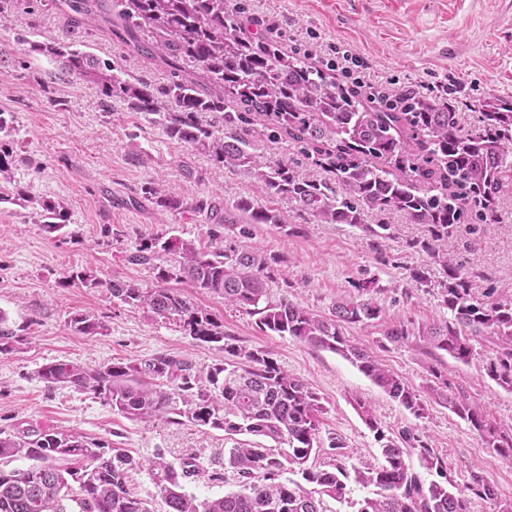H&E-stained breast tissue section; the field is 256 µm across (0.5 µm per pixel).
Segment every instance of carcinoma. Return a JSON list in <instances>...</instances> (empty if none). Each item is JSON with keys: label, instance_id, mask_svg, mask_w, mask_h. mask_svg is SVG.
<instances>
[{"label": "carcinoma", "instance_id": "1", "mask_svg": "<svg viewBox=\"0 0 512 512\" xmlns=\"http://www.w3.org/2000/svg\"><path fill=\"white\" fill-rule=\"evenodd\" d=\"M73 26L104 25L142 55L161 60L171 81L154 87L121 75L116 68L65 45L31 44L73 74L93 80L107 98L119 97L133 112L155 116L166 135L202 150L229 171L249 170L273 196L284 197L322 224H350L370 236L372 247L391 225L374 229L364 224L368 210L396 211L413 224H423L427 237L414 245L428 251L445 271L448 282L440 295L450 318L425 327L422 336L437 350L467 363L474 342L484 333L499 340L486 374L512 392V288L484 300L471 288L473 272L448 252L467 209L474 207L485 223L498 219L502 195L512 192V106L483 104L479 125L463 130L459 112L442 99L418 98L411 111L394 112L364 103L321 68L267 38L237 35V14L225 0H120L117 18L102 10V0H65ZM147 30L154 41L141 37ZM193 67L207 85L184 76ZM272 142L282 135L315 154V164L336 174V185L313 173L300 174L282 163L270 166L251 147L254 126ZM385 162L378 168L371 160ZM16 155L0 141V203L27 201L19 186L8 191ZM157 206L171 212L191 211L214 221L212 246L202 249L191 240L157 234L143 239L130 256L135 264H151L160 255L173 262L157 267V285L141 288L118 278L102 279L83 269L63 283L103 288L126 304L147 308L163 318L179 320L196 340L221 342L224 325L193 299L171 288L185 282L198 293L216 294L250 315L260 329L289 335L300 343L325 349L350 361L374 384L415 416L425 411L422 393L385 367L368 348L346 336L351 325L381 317L374 282L359 285L361 295L341 298L330 316L313 314L284 297H268V281L276 255L236 244L224 245V223L213 201L191 202L171 193L145 189ZM43 228L52 233L68 221L65 207L53 200L40 203ZM238 210L251 224H280L270 210L242 200ZM74 332L95 336L104 325L87 314L70 321ZM404 324L389 327L392 345L409 341ZM47 387H73L107 401L133 421L163 419L169 424L210 427L224 431L232 442L224 460L204 463L191 456L174 465L162 455L150 465L158 495L168 512H328L324 498L345 500L347 484L376 488L375 496L359 502L357 512H470L471 498L512 512V502L499 498L496 485L480 472L459 486L447 476L442 460L421 439L406 430L388 438L372 407L356 400L357 411L381 442L382 463L360 467L336 453L327 467L309 464L319 453L320 397L259 350L224 345V364L203 372L191 363L155 355L136 363L87 366L74 362L47 364L38 371ZM477 432L482 443L512 459V434L487 423L482 409L446 383L433 390ZM286 445L288 452L275 449ZM416 454L421 466L440 480H421L408 464ZM24 460L27 466L14 468ZM139 462L120 448L77 433L51 429L0 436V512H153L148 502L131 493L128 483ZM230 469L240 489L199 500L184 491L183 481L206 477L224 480Z\"/></svg>", "mask_w": 512, "mask_h": 512}]
</instances>
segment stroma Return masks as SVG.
Instances as JSON below:
<instances>
[{
  "mask_svg": "<svg viewBox=\"0 0 512 512\" xmlns=\"http://www.w3.org/2000/svg\"><path fill=\"white\" fill-rule=\"evenodd\" d=\"M258 36L280 41L287 49H311L317 66L342 45L364 58L377 81L418 90L451 84L448 100L459 107L464 129L478 124L482 102H512V0H234ZM71 45L125 74L155 85L170 75L159 61L147 60L120 45L105 27L70 33L64 10L40 7L12 11L0 19V112L13 116L8 138L17 153L15 183L37 199L62 203L70 215L65 228L47 232L32 208L0 204V313L13 336L0 350V430L21 433L53 428L78 433L124 449L139 460L131 491L150 503L165 505L149 473L156 455L174 463L188 455L202 460L223 456V431L158 419L125 418L89 392L46 387L37 377L45 364L66 361L87 365L134 363L167 354L208 370L224 361L219 343L192 339L180 323L112 298L104 290L61 286L62 277L82 269L103 279L120 276L150 288L156 271L132 263L141 238L166 234L210 244L211 224L184 211L161 210L145 197V186H159L184 200L212 199L221 215L237 218L236 204L248 198L271 206L280 224H255L240 239L225 228V244L248 247L280 259L268 283L271 299L288 298L311 313L328 315L336 300L356 295L359 283L375 281L383 308L370 325L347 328L352 340L367 346L421 392L445 378L478 403L491 425L512 429V393L490 380L484 370L496 350L494 337L476 344L462 364L429 348L418 333L448 318L438 287L442 268L413 248L423 225L398 213L372 211L368 225H391L389 236L371 250L364 230L348 224H321L287 199H270L249 174L216 165L208 155L170 139L153 116L129 111L116 98L100 94L96 84L61 69L50 56L31 52L32 43ZM500 221H477L467 211L448 247L474 273L473 292L512 286V195L502 196ZM428 268L431 285L416 288L409 274ZM224 325V336L246 350H261L288 373L308 382L319 394V445L315 463H332V438L358 465L381 460L380 444L354 408V398L368 401L387 436L409 430L443 459L456 484L470 472L486 474L501 500L512 501V461L482 444L469 423L432 402L415 417L340 355L302 345L288 335L261 330L255 316L213 294H195ZM90 313L102 321L103 334H74L68 321ZM404 323L412 332L405 344L385 345L387 327Z\"/></svg>",
  "mask_w": 512,
  "mask_h": 512,
  "instance_id": "35a3bbf8",
  "label": "stroma"
}]
</instances>
